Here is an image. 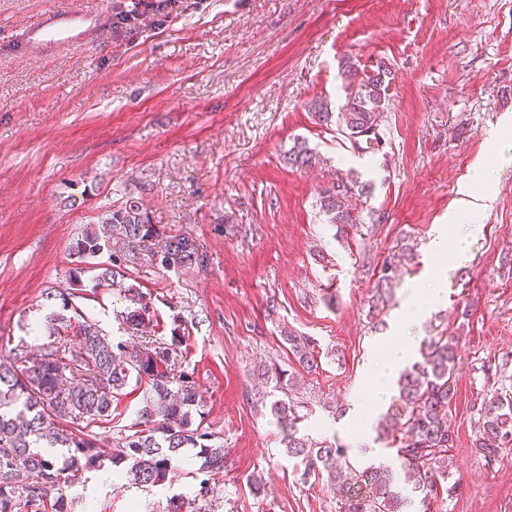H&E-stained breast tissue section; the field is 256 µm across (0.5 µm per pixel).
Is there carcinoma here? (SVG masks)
Segmentation results:
<instances>
[{"instance_id":"carcinoma-1","label":"carcinoma","mask_w":512,"mask_h":512,"mask_svg":"<svg viewBox=\"0 0 512 512\" xmlns=\"http://www.w3.org/2000/svg\"><path fill=\"white\" fill-rule=\"evenodd\" d=\"M156 8L161 5L151 0L119 5L112 27L117 32L132 30ZM339 78L345 101L338 112L324 100L311 101L307 110L320 126L336 121L357 149H377L389 106L391 69L381 63L361 71L348 62ZM312 157V149L300 142L288 150V165L303 168ZM367 191V184L340 174L321 189L316 206L327 223L345 227L356 222L357 201ZM114 240L122 249L99 268L95 287L117 292L125 303L117 314L121 329L141 338L131 352L72 304L84 290V264L109 250ZM70 255L75 267L69 270L68 287L47 292V298L59 301V312L49 316L44 327L50 337L76 336L79 349L52 340L36 353L24 350L7 364L0 362V512H71L65 487L102 462L97 439L87 426L112 416V403L132 376L148 386V396L136 423L120 434V451L112 456V465L128 464L127 475L134 483L153 487L165 482L181 449L196 448L200 470H224V449L212 446L213 434L193 422L192 412H200L199 391L194 373L177 361L179 327L172 329L169 344L148 336L155 317L151 296L127 283L131 266L199 267L207 264L206 253L192 237L152 223L142 204L130 198L102 216L99 225L83 230L71 243ZM393 267L387 259L380 270L375 289L380 302L390 295ZM285 340L300 370L310 373L317 368L309 338L290 332ZM459 344L458 336L424 339L420 359L400 372L398 393L378 421V439L395 450L409 491L397 487L389 467L354 469L347 448L313 443L301 435L297 404L289 397L298 385V373L276 365L264 369L262 375L273 374L276 390L283 394L271 403V411L283 420L288 457L300 461L304 474L326 476L337 512H431L440 493L455 490L456 485L441 483L448 481L452 467L448 452L454 447V433L448 409L456 394ZM42 445L68 449L65 467L36 451ZM511 446L512 402L495 391L481 404L475 447L492 462Z\"/></svg>"}]
</instances>
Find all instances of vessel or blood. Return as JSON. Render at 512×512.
Wrapping results in <instances>:
<instances>
[{
  "mask_svg": "<svg viewBox=\"0 0 512 512\" xmlns=\"http://www.w3.org/2000/svg\"><path fill=\"white\" fill-rule=\"evenodd\" d=\"M102 12H88L70 7L66 0H54L52 7L20 31L18 48L23 52L58 55L61 50L89 40L108 26Z\"/></svg>",
  "mask_w": 512,
  "mask_h": 512,
  "instance_id": "obj_1",
  "label": "vessel or blood"
}]
</instances>
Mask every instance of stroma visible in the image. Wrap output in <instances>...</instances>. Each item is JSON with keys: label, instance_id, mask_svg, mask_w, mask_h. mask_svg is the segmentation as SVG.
I'll list each match as a JSON object with an SVG mask.
<instances>
[{"label": "stroma", "instance_id": "obj_1", "mask_svg": "<svg viewBox=\"0 0 512 512\" xmlns=\"http://www.w3.org/2000/svg\"><path fill=\"white\" fill-rule=\"evenodd\" d=\"M47 0H0V357L36 349L31 330L57 310L69 245L106 210L135 198L153 223L192 236L202 268L144 267L131 281L149 292L170 340L193 370L224 471L206 512H336L326 482L303 480L263 395L264 365L290 368L287 334L309 337L317 371L292 393L311 440L358 442L351 417L374 343L396 333L413 282L433 268L426 245L454 212L483 161L484 208L463 214L464 265L449 270L443 301L416 329L461 339L449 408L456 492L433 512H512V450L487 463L473 442L478 410L512 376V162L488 135L512 119V0H170L123 35L108 32L60 56L12 48ZM386 63L394 74L378 150L361 153L336 126L316 125L305 104L344 101L339 69ZM316 163L290 167L294 140ZM369 183L362 224L339 234L319 215V190L337 173ZM401 265L385 307L373 306L385 257ZM77 306L119 338L124 304L93 285ZM469 317H462L463 308ZM145 385L113 402L111 423L91 424L105 456L137 418ZM195 449L173 459L164 485L66 489L72 512H167L204 474Z\"/></svg>", "mask_w": 512, "mask_h": 512}]
</instances>
